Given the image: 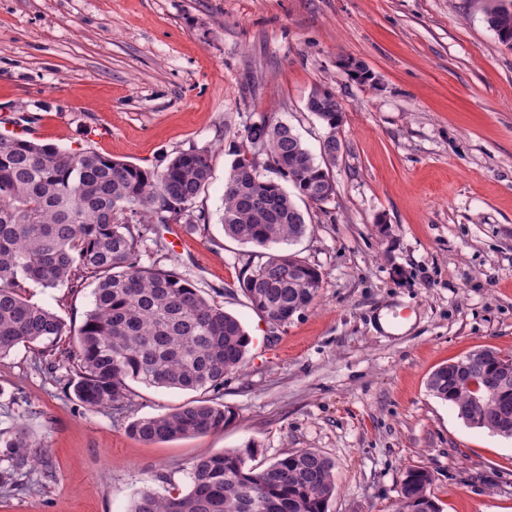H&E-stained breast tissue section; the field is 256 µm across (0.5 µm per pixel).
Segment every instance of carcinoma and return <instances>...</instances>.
Here are the masks:
<instances>
[{"instance_id":"cac0c4a2","label":"carcinoma","mask_w":512,"mask_h":512,"mask_svg":"<svg viewBox=\"0 0 512 512\" xmlns=\"http://www.w3.org/2000/svg\"><path fill=\"white\" fill-rule=\"evenodd\" d=\"M486 22L505 44L512 42V0H493ZM307 107L327 128L322 145L342 149L337 137L344 107L328 88H316ZM224 190V234L269 250L240 282L251 308L283 326L307 308L322 287V272L277 248L308 230L298 201L316 205L332 174L286 125L255 122L239 135ZM266 161H260V157ZM212 174V155L190 148L161 169L148 170L91 148L79 151L0 135V357L23 344L54 347L67 335L52 311L20 295L21 283L57 288L85 273L96 279L93 306L77 335L79 367L74 395L89 410L128 407L131 384L215 391L237 370L250 338L241 321L203 295L177 267L140 263L139 247L151 224L187 213ZM136 216L130 224L125 213ZM490 347L467 356L459 373L448 362L428 377L427 389L472 427L495 432L502 410L512 415V380L499 384L501 360L512 355ZM233 412L207 400L141 417L130 433L148 444L207 435L224 428ZM10 468L0 483L39 464L23 433L5 442ZM257 450H226L196 459L187 492L161 498L149 490L129 512H327L336 493L332 461L312 449L277 459L258 470L248 464ZM431 473L408 472L397 512H442L428 492Z\"/></svg>"}]
</instances>
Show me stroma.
Wrapping results in <instances>:
<instances>
[{"label": "stroma", "instance_id": "obj_1", "mask_svg": "<svg viewBox=\"0 0 512 512\" xmlns=\"http://www.w3.org/2000/svg\"><path fill=\"white\" fill-rule=\"evenodd\" d=\"M490 0H0V117L63 149L92 148L142 168L197 147L212 177L204 224L174 250L146 232L142 264L178 266L237 316L242 370L207 392L233 420L210 434L147 444L131 421L196 400L132 387L123 413L87 409L76 362L38 349L0 357L2 441L29 435L42 458L0 488V512H128L141 490L186 492L199 457L254 445L266 466L313 449L337 489L328 512H395L409 470L433 476L443 512H512V438L467 426L427 390L439 365L492 346L512 354V49ZM374 75L352 80L343 61ZM331 89L345 112L335 192L304 203L311 230L291 243L323 274L315 301L274 327L239 282L264 260L222 228L224 186L244 127L271 116L311 151L326 134L306 108ZM22 294L66 324L91 285Z\"/></svg>", "mask_w": 512, "mask_h": 512}]
</instances>
